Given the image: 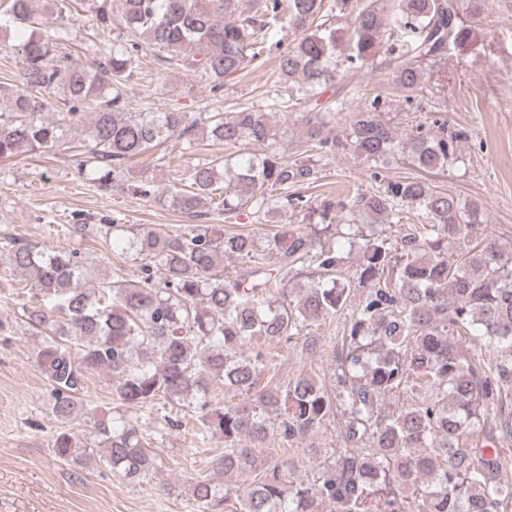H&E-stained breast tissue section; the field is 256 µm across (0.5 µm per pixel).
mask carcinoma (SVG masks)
I'll use <instances>...</instances> for the list:
<instances>
[{
    "label": "carcinoma",
    "instance_id": "carcinoma-1",
    "mask_svg": "<svg viewBox=\"0 0 512 512\" xmlns=\"http://www.w3.org/2000/svg\"><path fill=\"white\" fill-rule=\"evenodd\" d=\"M38 2L8 0L1 46L15 27L38 25ZM480 2L121 0L115 16L112 0H48L58 24L21 45L23 88L0 112V158L53 150L79 130V173L94 167L107 188L129 161L200 135L224 147V159L195 165L162 202L191 218L205 215L207 201L229 216L248 208L256 223L234 235L219 224L181 233L110 224L105 244L132 251L140 276L96 294L81 286L92 273L74 253L0 242V255L36 291L27 315L42 336L36 362L53 390V415L65 424L52 443L58 459L96 454L132 482L155 473L143 432L121 415H90L87 383L105 374L120 404L175 405L182 418L165 422L224 439L191 484L206 512L226 503L231 512H512V480L502 478V445L512 441V248L488 234L480 204L424 179L385 180L340 205L304 194L340 151L376 179L401 156L427 174L462 161L466 134L448 128L447 113L430 112L403 135L394 114L410 111L428 72L447 64L448 46L464 52L474 43L464 12ZM77 4L94 16L96 37L118 31L93 68L66 67L56 52ZM283 31L294 38L278 55L274 110L129 111L120 84L143 46L218 90L281 44ZM374 63L387 91L356 106L346 93L318 102L341 67ZM35 89L58 92L56 118H45ZM278 111L305 113L292 160L249 151L277 138ZM282 212L308 224H274ZM387 224L406 227L399 243ZM346 247L357 253L350 273ZM232 257L245 268L220 273ZM344 312L346 352L330 392L308 373L284 386L271 351L244 352L261 337L301 340L313 355L311 328ZM82 417L92 448L66 428ZM332 418L343 446L296 478L289 450Z\"/></svg>",
    "mask_w": 512,
    "mask_h": 512
}]
</instances>
